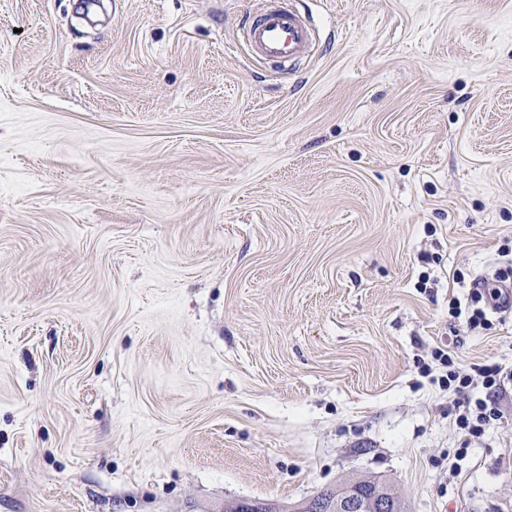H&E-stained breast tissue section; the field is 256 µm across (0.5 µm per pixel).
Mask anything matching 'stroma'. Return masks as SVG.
<instances>
[{
	"label": "stroma",
	"instance_id": "35a3bbf8",
	"mask_svg": "<svg viewBox=\"0 0 512 512\" xmlns=\"http://www.w3.org/2000/svg\"><path fill=\"white\" fill-rule=\"evenodd\" d=\"M0 0V512H302L349 476L512 512L448 315L512 246V0ZM270 1L256 15L248 16L242 39L256 59L292 62L308 57L316 34L305 16L295 9H285ZM431 358L434 362H438L446 368V374L438 379L440 386L444 389H448V391H452L456 395L465 396L467 390L474 385V382L478 384V379L470 373L455 370L454 361L449 352L445 353L444 350L436 348L432 352ZM457 404L456 424L466 437L461 443L462 447L466 448L471 438L479 437L484 433V426L491 419L497 417V412L494 407H489L487 401L481 398L475 399L472 403V399L467 397V401L464 398L463 402Z\"/></svg>",
	"mask_w": 512,
	"mask_h": 512
}]
</instances>
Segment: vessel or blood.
<instances>
[{
	"instance_id": "b4317fda",
	"label": "vessel or blood",
	"mask_w": 512,
	"mask_h": 512,
	"mask_svg": "<svg viewBox=\"0 0 512 512\" xmlns=\"http://www.w3.org/2000/svg\"><path fill=\"white\" fill-rule=\"evenodd\" d=\"M242 38L253 58L292 62L310 55L316 34L300 12L270 0L250 18Z\"/></svg>"
}]
</instances>
